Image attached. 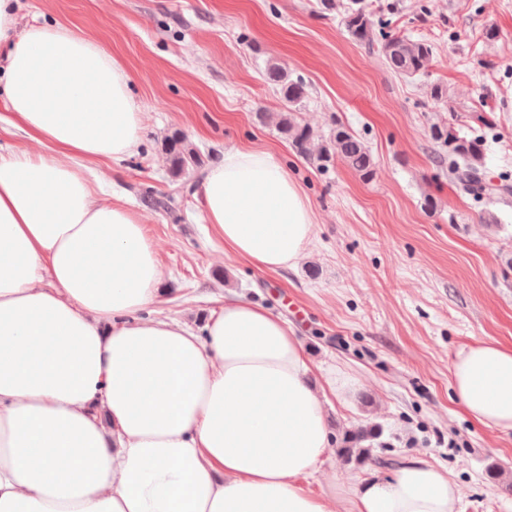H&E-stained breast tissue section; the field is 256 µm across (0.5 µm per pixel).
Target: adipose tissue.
<instances>
[{
	"label": "adipose tissue",
	"mask_w": 512,
	"mask_h": 512,
	"mask_svg": "<svg viewBox=\"0 0 512 512\" xmlns=\"http://www.w3.org/2000/svg\"><path fill=\"white\" fill-rule=\"evenodd\" d=\"M131 76L103 44L0 0V94L41 154L0 152V512H460L447 469L411 457L313 492L335 455L324 386L287 323L226 302L203 334L147 315L162 270L138 215L101 201L85 164L134 153ZM237 257L295 266L315 224L276 158L230 149L202 184ZM479 426L512 432V347L450 368Z\"/></svg>",
	"instance_id": "ef3b65f1"
}]
</instances>
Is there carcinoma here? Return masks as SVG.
<instances>
[{
  "instance_id": "obj_1",
  "label": "carcinoma",
  "mask_w": 512,
  "mask_h": 512,
  "mask_svg": "<svg viewBox=\"0 0 512 512\" xmlns=\"http://www.w3.org/2000/svg\"><path fill=\"white\" fill-rule=\"evenodd\" d=\"M343 24L346 31L368 50H377L385 67L403 78L425 76L433 59L432 46L423 40L405 36L375 34V23L369 14L360 7H345ZM266 80L278 88L282 100L293 106L304 98L303 83L291 81L285 68L271 64L266 72ZM279 132L288 139L301 155H316L322 166L334 159L344 161L364 179L373 175L374 162L370 149L363 140L351 131L339 127L321 143L314 144V133L308 126L297 122L291 111L281 115ZM432 138L439 144L437 162L448 169V176L456 187L475 199L502 197L512 194V183L508 176L493 184L485 180L484 141L480 137H467L453 126H435ZM166 152L169 155L170 173L181 176L188 165L195 161L196 149L186 138L175 135L167 140Z\"/></svg>"
}]
</instances>
